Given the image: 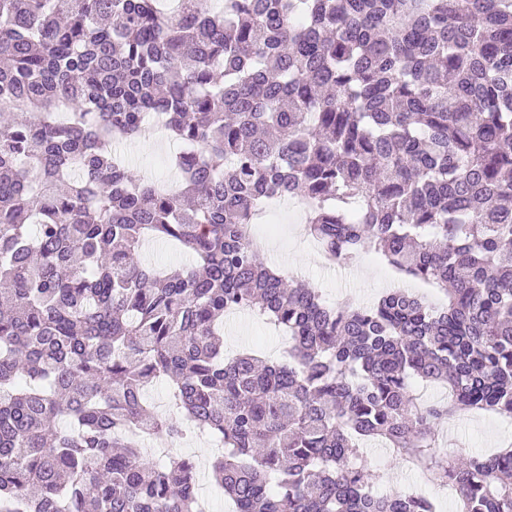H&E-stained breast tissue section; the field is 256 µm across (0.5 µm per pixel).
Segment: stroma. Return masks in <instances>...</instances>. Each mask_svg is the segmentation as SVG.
Here are the masks:
<instances>
[{
	"instance_id": "1",
	"label": "stroma",
	"mask_w": 512,
	"mask_h": 512,
	"mask_svg": "<svg viewBox=\"0 0 512 512\" xmlns=\"http://www.w3.org/2000/svg\"><path fill=\"white\" fill-rule=\"evenodd\" d=\"M178 149L177 143L159 131L149 139L123 142L121 155L132 179L153 180L171 187L178 182V174L172 166V156ZM304 225L303 211L283 201L276 204L270 215L254 217L251 234L260 244L268 264L319 289L329 302H338L349 295L365 306L386 289L401 284L395 270L370 252L339 267L326 266L318 244L305 235ZM401 285L415 289L417 296L433 305L442 303V296L434 287L425 285L417 289L409 280ZM244 349L256 350L264 358L277 359L285 356L288 337L264 318L241 311L224 319V352L231 356ZM452 439L469 454H485L512 442V421L489 415L471 418L463 414L449 422L438 440L439 447H447ZM363 454L376 476L374 489L378 493L417 491L435 501L437 512H453L455 505L449 500L447 489L427 481L421 473L396 459L389 449L370 442L365 445Z\"/></svg>"
}]
</instances>
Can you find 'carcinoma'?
<instances>
[{
	"mask_svg": "<svg viewBox=\"0 0 512 512\" xmlns=\"http://www.w3.org/2000/svg\"><path fill=\"white\" fill-rule=\"evenodd\" d=\"M153 113L175 193L114 150ZM0 116V512H202L194 459L142 446L187 423L222 439L235 512H435L373 490L366 440L512 512V445L434 434L512 417V0H0ZM282 197L328 263L373 252L447 303L294 283L249 234ZM150 237L195 265L142 264ZM243 309L287 361L224 358ZM442 432L441 428L437 436L440 448H465L466 453L471 455L488 454L495 448H501L502 444L512 442V421L484 414L478 418H469L468 413H465L448 423L441 438ZM455 438L458 439V445H448V440Z\"/></svg>",
	"mask_w": 512,
	"mask_h": 512,
	"instance_id": "carcinoma-1",
	"label": "carcinoma"
}]
</instances>
